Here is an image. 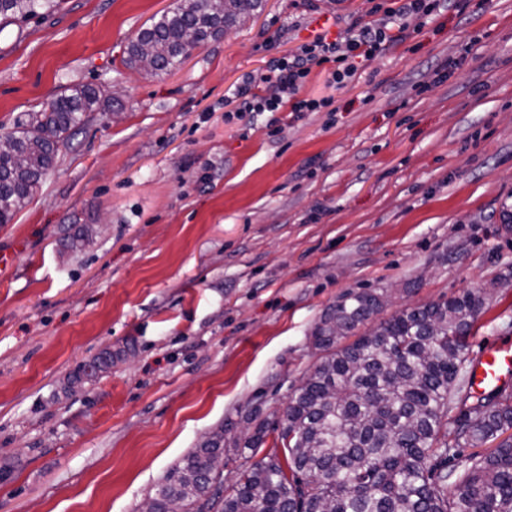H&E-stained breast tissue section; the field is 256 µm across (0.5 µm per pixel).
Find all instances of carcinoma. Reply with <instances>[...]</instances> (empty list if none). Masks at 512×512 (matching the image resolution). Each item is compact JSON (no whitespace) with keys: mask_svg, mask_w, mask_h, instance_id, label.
<instances>
[{"mask_svg":"<svg viewBox=\"0 0 512 512\" xmlns=\"http://www.w3.org/2000/svg\"><path fill=\"white\" fill-rule=\"evenodd\" d=\"M263 0H179L171 13L141 30L125 63L166 72L224 30L262 8ZM60 0H0V21L50 12ZM102 106L101 90L61 93L32 112L0 146V224L33 196L54 165L58 146L74 138L87 114ZM487 293L464 291L443 302L405 308L358 333L384 301L371 290L349 292L312 332L323 353L289 399L277 440L285 462H252L268 423L253 416L252 434L234 455L245 459L232 493L224 472L208 461L224 457V428L211 432L156 486L155 512H512V391L460 399L468 338ZM353 336L348 344L341 341ZM112 366L105 351L80 364L70 384L93 381ZM489 441L496 446L481 454ZM468 448L472 453H465ZM251 455H245V451Z\"/></svg>","mask_w":512,"mask_h":512,"instance_id":"obj_1","label":"carcinoma"}]
</instances>
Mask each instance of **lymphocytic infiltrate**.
I'll return each mask as SVG.
<instances>
[{
  "instance_id": "f902f5d3",
  "label": "lymphocytic infiltrate",
  "mask_w": 512,
  "mask_h": 512,
  "mask_svg": "<svg viewBox=\"0 0 512 512\" xmlns=\"http://www.w3.org/2000/svg\"><path fill=\"white\" fill-rule=\"evenodd\" d=\"M394 37L387 28L355 21L345 41L319 36L300 46L291 56L271 59L267 69L250 77L232 92L238 112H314L326 106V99H296L295 94L306 81L312 67L333 61L337 67L332 77L344 84L356 74L355 59H371L388 49Z\"/></svg>"
}]
</instances>
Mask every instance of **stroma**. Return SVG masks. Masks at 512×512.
<instances>
[{
  "label": "stroma",
  "mask_w": 512,
  "mask_h": 512,
  "mask_svg": "<svg viewBox=\"0 0 512 512\" xmlns=\"http://www.w3.org/2000/svg\"><path fill=\"white\" fill-rule=\"evenodd\" d=\"M393 3L263 0L160 76L124 52L178 0H61L0 28V136L68 88L117 101L0 224V512H138L205 433L227 425L229 447L252 411L280 421L346 292L382 294L386 319L512 274V0L441 9L344 85L313 67L297 96L330 110L229 101ZM78 225L93 232L74 252ZM491 342L512 344L511 287L468 357ZM106 349L111 369L71 389Z\"/></svg>",
  "instance_id": "obj_1"
}]
</instances>
